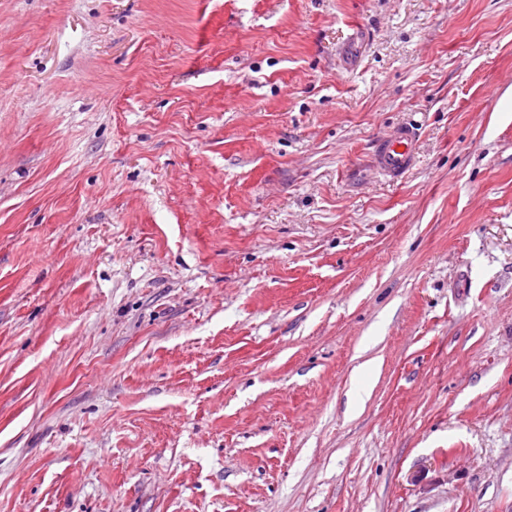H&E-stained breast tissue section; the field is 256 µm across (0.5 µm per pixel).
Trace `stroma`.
Listing matches in <instances>:
<instances>
[{
  "mask_svg": "<svg viewBox=\"0 0 512 512\" xmlns=\"http://www.w3.org/2000/svg\"><path fill=\"white\" fill-rule=\"evenodd\" d=\"M0 512H512V0H0ZM416 161V132L412 126L402 125L385 139L379 140L374 151V168L391 179L398 180Z\"/></svg>",
  "mask_w": 512,
  "mask_h": 512,
  "instance_id": "stroma-1",
  "label": "stroma"
}]
</instances>
